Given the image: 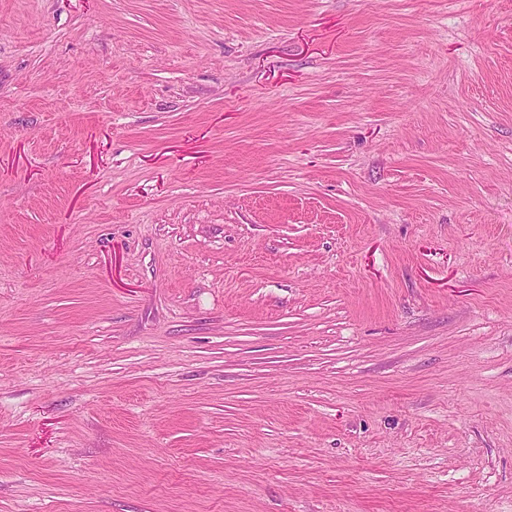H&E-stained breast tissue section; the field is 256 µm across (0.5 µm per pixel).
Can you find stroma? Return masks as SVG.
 <instances>
[{
  "mask_svg": "<svg viewBox=\"0 0 512 512\" xmlns=\"http://www.w3.org/2000/svg\"><path fill=\"white\" fill-rule=\"evenodd\" d=\"M0 512H512V0H0Z\"/></svg>",
  "mask_w": 512,
  "mask_h": 512,
  "instance_id": "stroma-1",
  "label": "stroma"
}]
</instances>
